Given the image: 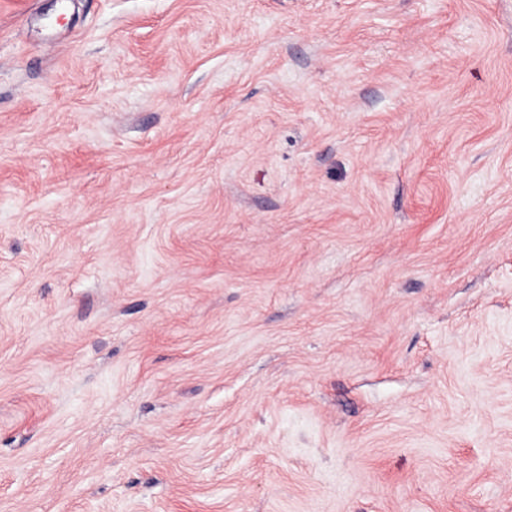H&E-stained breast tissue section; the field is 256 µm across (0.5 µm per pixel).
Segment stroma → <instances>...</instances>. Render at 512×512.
Returning <instances> with one entry per match:
<instances>
[{
  "label": "stroma",
  "mask_w": 512,
  "mask_h": 512,
  "mask_svg": "<svg viewBox=\"0 0 512 512\" xmlns=\"http://www.w3.org/2000/svg\"><path fill=\"white\" fill-rule=\"evenodd\" d=\"M0 512H512V0H0Z\"/></svg>",
  "instance_id": "stroma-1"
}]
</instances>
